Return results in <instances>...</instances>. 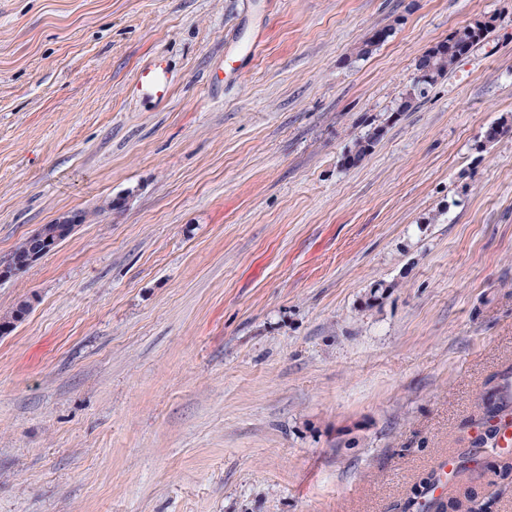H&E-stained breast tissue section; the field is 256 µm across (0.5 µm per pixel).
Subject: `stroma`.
<instances>
[{"label":"stroma","mask_w":512,"mask_h":512,"mask_svg":"<svg viewBox=\"0 0 512 512\" xmlns=\"http://www.w3.org/2000/svg\"><path fill=\"white\" fill-rule=\"evenodd\" d=\"M502 124L512 0H0V259L87 215L0 280V512H403L512 368ZM492 20H477L455 29L445 41L419 58L417 71L422 75L414 80L411 89L400 99L396 111L406 112L417 100L424 98L435 83L449 74L457 60L473 49L488 33ZM171 82L166 76V68L157 61L144 65L138 71L133 84V92L161 102L170 93ZM78 222L77 216L66 215L59 217L52 226H49V224L40 226L32 233V237L40 240L42 247L29 251L35 247V239L26 237L14 249L17 255L22 256L18 257L11 254L8 258L0 260V279H9L15 276L44 255L56 249L60 242L59 236H67L74 233L77 227L80 226Z\"/></svg>","instance_id":"1"}]
</instances>
